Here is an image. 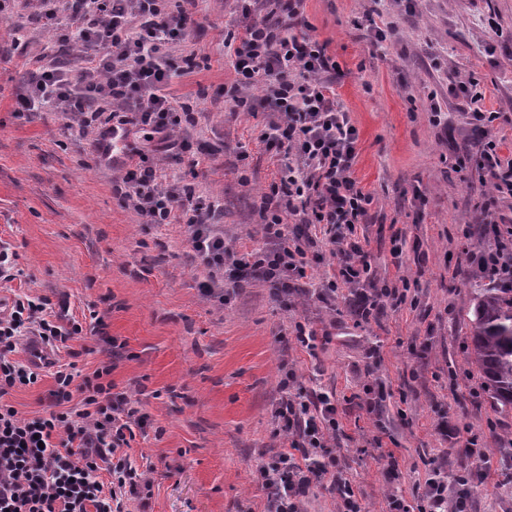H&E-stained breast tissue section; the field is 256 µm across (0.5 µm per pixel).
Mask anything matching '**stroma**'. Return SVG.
Masks as SVG:
<instances>
[{
	"mask_svg": "<svg viewBox=\"0 0 512 512\" xmlns=\"http://www.w3.org/2000/svg\"><path fill=\"white\" fill-rule=\"evenodd\" d=\"M35 8L34 0H15L0 20V237L18 246L27 271L0 287V298L67 299L73 314L98 312L108 337L124 342L123 358L114 361L98 337L71 346L82 373L112 362V381L150 416L127 454L151 471L152 512H267L255 467L288 444L274 419L285 364L303 387L335 392L345 430L335 448L365 512H388L393 494L413 500L432 468L456 473L472 429L485 433L472 510L512 512V482L503 479L512 468V412L492 407L467 359L473 272L448 274L461 259L462 237L474 252L491 241L476 221L489 186L477 169L451 166V155L472 147L475 135L448 86L479 79L487 107L509 117L496 134L512 148V63L481 23L492 12L512 30V0L303 4L310 35L328 42L341 67L336 92L359 130L354 175L373 203L357 234L368 243L370 276L396 287L412 281L409 302L384 305L366 322L352 314L345 288L327 299L300 295L286 310L267 284L228 270L225 299L205 296L185 227L143 223L113 195L112 172L94 164L89 137L65 128L58 113L19 110L16 94L29 67L4 30L22 27L35 52L53 43L33 21ZM188 11L195 24L175 54H194L196 66L168 93L192 107L193 147L162 159L160 173L166 182L195 183L222 204L224 244L242 254L263 244L264 195L281 161L260 139L270 119L260 89L244 90L247 112L225 97L237 80L224 63V34L238 21L233 0H197ZM370 19L394 26L383 45L372 44ZM434 105L447 122H434ZM396 229L406 240L398 263L390 252ZM303 318L324 336L314 358L293 333ZM372 391L384 394L376 413L365 406ZM444 415L459 427L458 438L438 433ZM386 450L397 476L387 473Z\"/></svg>",
	"mask_w": 512,
	"mask_h": 512,
	"instance_id": "stroma-1",
	"label": "stroma"
}]
</instances>
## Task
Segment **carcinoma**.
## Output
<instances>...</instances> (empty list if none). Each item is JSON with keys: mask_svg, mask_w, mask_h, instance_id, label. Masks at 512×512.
Returning <instances> with one entry per match:
<instances>
[{"mask_svg": "<svg viewBox=\"0 0 512 512\" xmlns=\"http://www.w3.org/2000/svg\"><path fill=\"white\" fill-rule=\"evenodd\" d=\"M472 307L468 355L482 374L493 405L512 410V286L476 280L470 284Z\"/></svg>", "mask_w": 512, "mask_h": 512, "instance_id": "1", "label": "carcinoma"}]
</instances>
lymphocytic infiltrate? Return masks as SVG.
I'll return each mask as SVG.
<instances>
[{"label":"lymphocytic infiltrate","mask_w":512,"mask_h":512,"mask_svg":"<svg viewBox=\"0 0 512 512\" xmlns=\"http://www.w3.org/2000/svg\"><path fill=\"white\" fill-rule=\"evenodd\" d=\"M264 2L269 14L261 17L250 0H236L238 29L224 36V55L241 86L261 87L273 111L260 138L283 161L278 183L265 195V243L249 253L225 247L217 201L194 184L161 182L151 161L157 151L174 157L188 151L187 127L194 122L190 106L166 93L180 75L171 50L187 28L171 0H38L35 22L57 41L80 45L84 64L75 71L36 66L17 103L25 112L52 108L92 134L96 164L117 170L113 193L144 223L185 225L207 272V296L223 297L230 266L268 283L273 299L291 309L312 267L316 228L339 259V278L323 295H334L341 284L354 288L353 312L366 319L383 301L397 304L405 295L386 285L360 289L369 282L370 264L356 227L373 198L353 176L359 131L336 99L330 75L337 65L327 43L295 31L306 23L303 0ZM448 94L465 105L468 125L482 136L477 155L455 156L454 167H477L497 196L512 197V152L504 153L495 134L501 114L486 108L484 86L470 78L449 86ZM118 130L125 145L116 158L112 135ZM478 221L492 225L493 242L467 253L469 265L485 277L511 275L512 225L502 224L488 204ZM103 325L98 318L83 326L56 311L47 296L17 293L0 300V512H128L130 502L150 512L152 479L123 453L130 435L149 427L148 413L110 381L111 366L85 375L76 362L57 358L75 337L101 335ZM23 350L28 360H20ZM47 369L54 384L44 412L21 414L10 402L12 392L38 384ZM296 382V372L285 369L281 387L288 395L275 411L289 448L256 465L269 512H305L310 487L327 475L338 512H363L336 468L331 443L341 426L335 396L296 389ZM475 492L471 472L451 486L436 470L421 487L419 507L394 498L390 512H471Z\"/></svg>","instance_id":"f902f5d3"}]
</instances>
